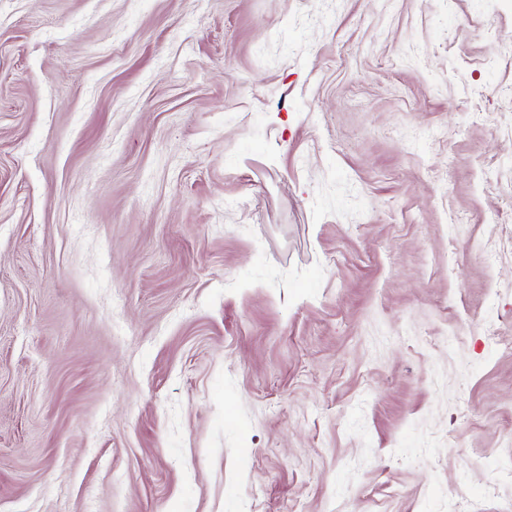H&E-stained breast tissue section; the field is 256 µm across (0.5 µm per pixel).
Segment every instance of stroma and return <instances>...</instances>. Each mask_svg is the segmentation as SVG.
<instances>
[{"label": "stroma", "instance_id": "obj_1", "mask_svg": "<svg viewBox=\"0 0 512 512\" xmlns=\"http://www.w3.org/2000/svg\"><path fill=\"white\" fill-rule=\"evenodd\" d=\"M512 0H0V512H512Z\"/></svg>", "mask_w": 512, "mask_h": 512}]
</instances>
